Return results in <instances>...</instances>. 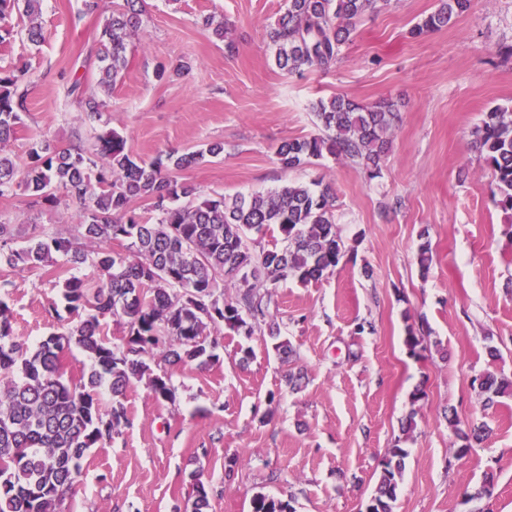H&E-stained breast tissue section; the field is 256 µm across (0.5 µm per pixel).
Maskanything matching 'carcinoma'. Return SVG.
<instances>
[{
    "mask_svg": "<svg viewBox=\"0 0 512 512\" xmlns=\"http://www.w3.org/2000/svg\"><path fill=\"white\" fill-rule=\"evenodd\" d=\"M473 0H438L411 30L414 37L452 26L469 12ZM376 0H287L270 28L277 66L290 73L327 71L343 47L375 8ZM41 0H0V43L14 35L13 15L27 19L28 41L43 40L38 22ZM144 0H122L112 8L99 35L97 84L104 91L127 67L129 41L141 29ZM27 70L0 69V145L21 124L26 109ZM75 96L90 116L106 103L85 93L74 81ZM322 133L282 142L277 159L284 169L332 157L378 176L389 149V133L398 118L397 104L381 99L366 105L344 95L319 99L312 106ZM98 148L60 147L47 138L32 144L18 164L0 148V197L20 189L35 200L55 202L63 192L81 204L79 244L67 237L34 233L20 248L11 224L0 223V265L39 269L62 258L71 270L97 269L90 285L74 275L63 283V296L85 317L73 328L52 334L37 346L14 334L12 313L0 299V512H64L67 497L82 478L86 452L130 424L124 398L136 381H146L157 401L173 402L170 378L154 373L153 357L201 367L217 358L218 333L227 328L250 336L266 326L277 339L273 349L284 362L293 354L270 312L273 285L293 280L302 285L333 274L344 256L334 215L335 194L319 180L291 183L248 196L207 194L179 181L174 170L199 166L224 153V143L202 149L159 152L137 161L126 140L113 129L96 136ZM475 148L491 171L488 191L502 210L512 212V107L484 113ZM151 201L158 213L152 222L130 209L132 200ZM187 199L185 206L177 204ZM278 236L281 244L255 249L256 240ZM125 247L116 251L112 244ZM232 277L242 288L224 299L221 282ZM123 321L127 334L110 342L101 321ZM77 347L91 360L80 376L65 377L64 353ZM108 387L112 400L103 406L99 390ZM486 403L512 394V381L486 371L480 378ZM448 425L461 441L455 455L463 458L486 435L481 427L463 429L456 412ZM407 449L387 450L375 493L365 512H393ZM192 512H209L211 489L192 475ZM251 512H295L288 501L257 494Z\"/></svg>",
    "mask_w": 512,
    "mask_h": 512,
    "instance_id": "carcinoma-1",
    "label": "carcinoma"
}]
</instances>
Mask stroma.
Masks as SVG:
<instances>
[{
    "mask_svg": "<svg viewBox=\"0 0 512 512\" xmlns=\"http://www.w3.org/2000/svg\"><path fill=\"white\" fill-rule=\"evenodd\" d=\"M115 2L87 15L82 0H43L37 46L16 19L0 68H26L30 82L7 152L24 161L44 136L89 146L103 128L143 160L220 140L222 157L177 179L227 196L331 183L345 255L320 281L277 284L271 312L294 348L289 362L263 329L223 330L219 360L203 370L155 357L175 403L131 386L130 425L89 450L65 512H191L194 473L214 491L210 512H250L259 493L292 498L296 512H364L400 440L408 456L393 512H512V397L485 409L475 382L488 370L512 379V212L491 201L489 170L472 148L483 112L512 107V0H473L453 26L417 38L411 28L437 0H378L336 66L303 78L279 69L268 38L286 0H146L124 74L98 91L106 106L93 118L68 88L78 80L97 91V38ZM203 15L223 21L235 52L197 26ZM183 61L188 73L156 79L158 63ZM337 94L400 105L378 177L330 157L291 170L277 160L281 142L318 134L312 105ZM79 210L64 195L53 204L0 197V222L23 239L35 226L73 235ZM425 242L433 259L423 273ZM0 280L14 332L29 344L77 322L51 275L4 266ZM53 306L60 315H49ZM411 325L429 345L418 356L405 345ZM291 371L299 389L285 383ZM452 408L491 429L462 459Z\"/></svg>",
    "mask_w": 512,
    "mask_h": 512,
    "instance_id": "1",
    "label": "stroma"
}]
</instances>
